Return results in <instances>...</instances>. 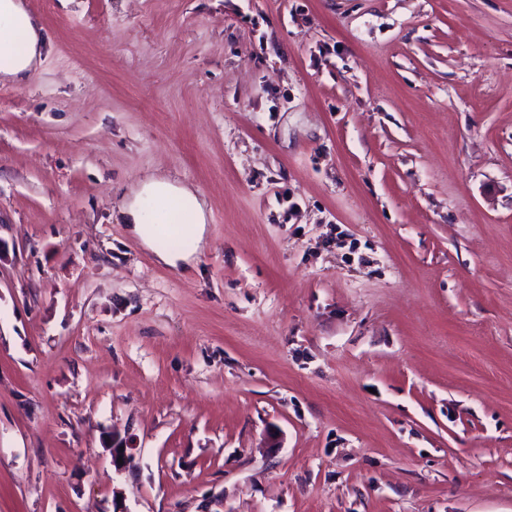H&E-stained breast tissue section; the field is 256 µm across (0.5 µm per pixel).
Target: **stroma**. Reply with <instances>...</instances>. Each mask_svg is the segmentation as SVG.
Returning <instances> with one entry per match:
<instances>
[{
    "label": "stroma",
    "instance_id": "1",
    "mask_svg": "<svg viewBox=\"0 0 512 512\" xmlns=\"http://www.w3.org/2000/svg\"><path fill=\"white\" fill-rule=\"evenodd\" d=\"M25 3L0 512H512V0ZM175 207L187 220L181 223L188 225L185 232L192 239L194 248L189 253L156 250L158 257L172 266L187 261L204 239L206 217L198 196L187 187L150 177L123 208L124 222L130 225L133 235L155 249L153 224L171 223L167 221L176 218Z\"/></svg>",
    "mask_w": 512,
    "mask_h": 512
}]
</instances>
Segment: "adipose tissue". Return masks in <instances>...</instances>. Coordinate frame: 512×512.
I'll return each mask as SVG.
<instances>
[{
  "mask_svg": "<svg viewBox=\"0 0 512 512\" xmlns=\"http://www.w3.org/2000/svg\"><path fill=\"white\" fill-rule=\"evenodd\" d=\"M43 43V28L22 0H0V81L23 83L40 64ZM178 214L187 221V236L201 244L206 217L189 188L151 177L123 208L124 221L133 235L150 247L155 244V225Z\"/></svg>",
  "mask_w": 512,
  "mask_h": 512,
  "instance_id": "1",
  "label": "adipose tissue"
}]
</instances>
